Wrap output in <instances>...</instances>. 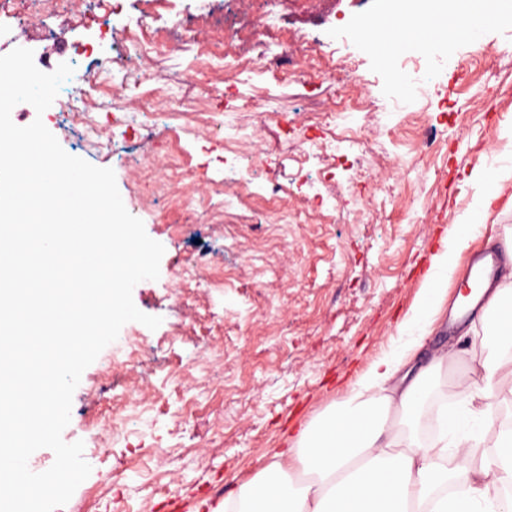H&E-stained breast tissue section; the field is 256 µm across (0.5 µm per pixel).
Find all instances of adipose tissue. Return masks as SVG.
Returning <instances> with one entry per match:
<instances>
[{
    "instance_id": "ef3b65f1",
    "label": "adipose tissue",
    "mask_w": 512,
    "mask_h": 512,
    "mask_svg": "<svg viewBox=\"0 0 512 512\" xmlns=\"http://www.w3.org/2000/svg\"><path fill=\"white\" fill-rule=\"evenodd\" d=\"M452 345L418 358L407 348L372 362L356 388L318 422L300 426L287 448L270 451L268 464L213 512H512L500 491L512 486V427L498 428L497 410L512 401L498 377L505 362L483 363L480 380L461 379L458 394L483 431L460 438L462 463L448 456L449 424L430 440L415 432L427 416L421 385L453 359ZM496 432L494 451L483 436ZM454 484L452 494L436 496Z\"/></svg>"
}]
</instances>
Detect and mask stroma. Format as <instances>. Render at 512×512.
<instances>
[{"label":"stroma","instance_id":"obj_1","mask_svg":"<svg viewBox=\"0 0 512 512\" xmlns=\"http://www.w3.org/2000/svg\"><path fill=\"white\" fill-rule=\"evenodd\" d=\"M35 28L10 22L0 55L38 46L36 66L69 61L71 46L92 44L72 62L95 86L82 106L109 138L82 137L59 103L42 118L62 148L113 169L126 209L165 249L158 280L133 289L157 329L125 324L88 366L72 399L65 442L83 441L89 477L57 512H204L256 476L268 452L285 448L293 428L344 400L374 359L397 354L441 241L474 216L470 250L512 240V179L489 209L468 181L477 163L512 171V0L469 43L406 52L402 79L380 67L357 39L364 18L385 0H79ZM274 17L280 31L313 53L302 67L277 58L272 34L217 49L186 38L178 19L203 33L228 21ZM144 18V47L155 83L174 103L206 101L219 126L206 134L162 116L131 126L146 87L117 62L129 23ZM472 66L458 72L455 59ZM258 67H238L239 58ZM423 88L406 102L404 85ZM368 102L348 111L351 100ZM351 146L337 148L345 126ZM174 163L191 173L203 203L191 213L178 189L141 205V163ZM245 177L250 194L224 205V180ZM203 265L209 287L176 292L174 268ZM495 321L460 330L435 326L422 351L453 342L454 364L428 385L442 406L459 407L457 381L472 373L480 343L494 362L511 353ZM142 342L135 361L128 339ZM134 397L112 423V401ZM106 438V450L94 445Z\"/></svg>","mask_w":512,"mask_h":512}]
</instances>
